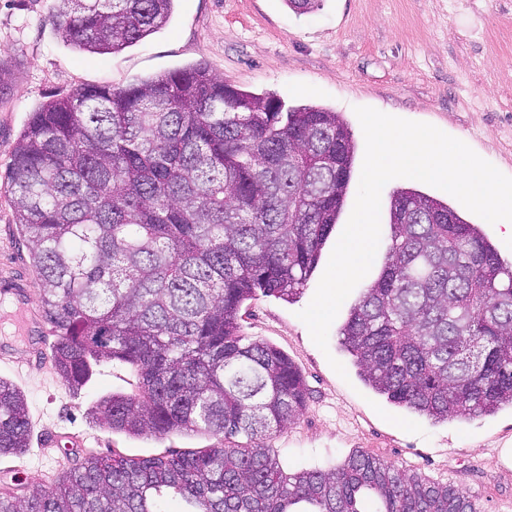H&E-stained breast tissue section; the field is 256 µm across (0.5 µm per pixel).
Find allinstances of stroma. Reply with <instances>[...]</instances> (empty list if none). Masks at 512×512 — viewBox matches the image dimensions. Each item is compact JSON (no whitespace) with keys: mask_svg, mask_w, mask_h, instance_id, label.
Segmentation results:
<instances>
[{"mask_svg":"<svg viewBox=\"0 0 512 512\" xmlns=\"http://www.w3.org/2000/svg\"><path fill=\"white\" fill-rule=\"evenodd\" d=\"M58 8V0H0V284L23 279L30 303L22 316L11 298L0 297V379L23 392L33 425L25 455L0 456V486L51 489L67 459L90 452L146 458L216 442L209 434L131 437L96 423L93 411L101 399L136 386L123 363L95 366L87 384L72 392L50 365L28 361L18 321L43 324L41 282L3 175L31 113L52 97L83 86L124 87L202 63L235 88L341 113L356 143L345 220L365 153L358 106L434 125L512 176V0H322L310 12L287 0H175L164 28L102 55L63 41ZM383 259L376 254L367 278L343 302L324 351L298 317L321 272L293 301L260 295L245 302L243 335L284 351L309 392L300 420L268 439V446L288 473L329 471L363 450L460 488L478 512H512L511 407L470 420L411 413L367 386L341 346L339 329ZM333 358L345 375L332 369ZM73 436L82 438L81 446H69Z\"/></svg>","mask_w":512,"mask_h":512,"instance_id":"obj_1","label":"stroma"}]
</instances>
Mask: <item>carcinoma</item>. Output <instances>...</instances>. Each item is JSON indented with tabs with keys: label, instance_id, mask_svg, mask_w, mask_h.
<instances>
[{
	"label": "carcinoma",
	"instance_id": "carcinoma-1",
	"mask_svg": "<svg viewBox=\"0 0 512 512\" xmlns=\"http://www.w3.org/2000/svg\"><path fill=\"white\" fill-rule=\"evenodd\" d=\"M75 49L116 53L162 29L174 0H61ZM355 143L337 112L285 107L197 65L45 102L7 168L15 221L42 282L54 372L137 376L96 420L114 432L224 437L149 458L89 454L50 491L0 490V512H476L457 487L357 451L286 473L266 444L307 405L301 372L240 333L243 303L289 301L317 267L348 193ZM378 278L340 328L363 381L433 419L512 407V266L448 203L401 188ZM26 400L0 380V454L30 448ZM245 441H237V437Z\"/></svg>",
	"mask_w": 512,
	"mask_h": 512
}]
</instances>
